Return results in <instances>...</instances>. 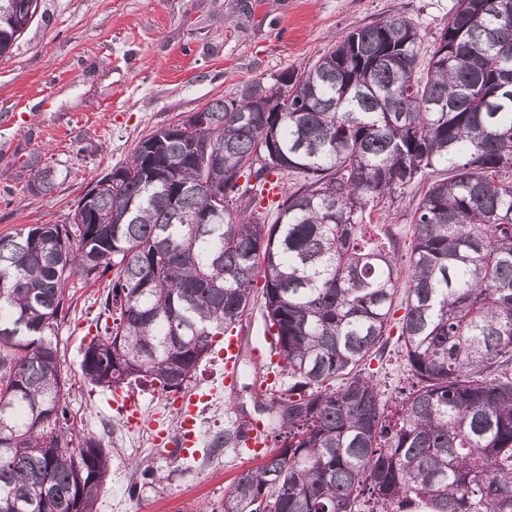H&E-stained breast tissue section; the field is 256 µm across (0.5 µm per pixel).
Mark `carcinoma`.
<instances>
[{
  "instance_id": "cac0c4a2",
  "label": "carcinoma",
  "mask_w": 512,
  "mask_h": 512,
  "mask_svg": "<svg viewBox=\"0 0 512 512\" xmlns=\"http://www.w3.org/2000/svg\"><path fill=\"white\" fill-rule=\"evenodd\" d=\"M38 9L0 0V57ZM508 75L512 0H456L428 45L399 14L154 130L85 191L81 223L0 236V512H97L110 455L70 423L52 336L70 279L110 271L81 369L112 394L141 379L183 391L263 275L291 384L268 407L276 451L224 512H512ZM30 167L51 191L54 168ZM292 174L262 222L268 177ZM425 180L398 335L417 382L389 406L366 372L399 275L379 206Z\"/></svg>"
}]
</instances>
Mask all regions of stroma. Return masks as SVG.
<instances>
[{
    "label": "stroma",
    "mask_w": 512,
    "mask_h": 512,
    "mask_svg": "<svg viewBox=\"0 0 512 512\" xmlns=\"http://www.w3.org/2000/svg\"><path fill=\"white\" fill-rule=\"evenodd\" d=\"M456 0H40V8L9 54L0 57V236L33 224L66 223L94 180L125 163L138 141L211 101L232 96L254 79H269L315 61L355 28L395 14L410 18L425 41L448 24ZM24 112L26 124L8 125ZM58 172L51 192L33 187V155ZM107 279L70 284L72 308L57 329L66 405L76 427L103 438L111 472L98 512H223L224 493L253 458L215 435L237 417L267 419L270 402L289 379L270 357L255 359L264 339L260 311L243 324L238 379L223 385L224 362L208 355L185 396L208 395L200 407L195 452L183 458L158 451L153 428L177 436L172 399L155 385H131L141 408L129 420L110 392L88 384L83 350L95 335L96 299ZM380 393L390 401L414 378L396 337L372 362ZM274 376L264 396L256 391ZM153 471L157 479L141 476Z\"/></svg>",
    "instance_id": "1"
}]
</instances>
